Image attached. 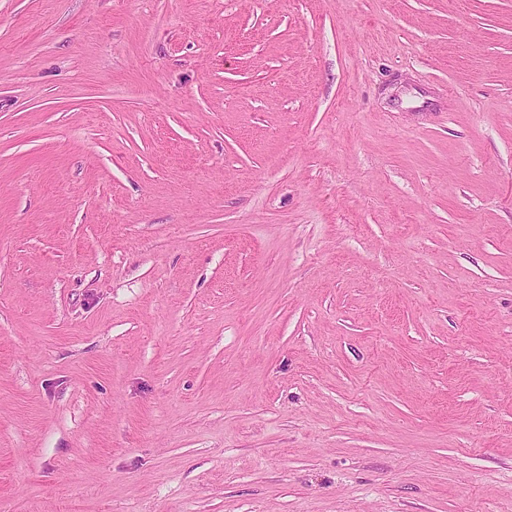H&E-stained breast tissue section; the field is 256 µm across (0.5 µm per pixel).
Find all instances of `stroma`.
Segmentation results:
<instances>
[{"label":"stroma","mask_w":512,"mask_h":512,"mask_svg":"<svg viewBox=\"0 0 512 512\" xmlns=\"http://www.w3.org/2000/svg\"><path fill=\"white\" fill-rule=\"evenodd\" d=\"M0 512H512V0H0Z\"/></svg>","instance_id":"1"}]
</instances>
